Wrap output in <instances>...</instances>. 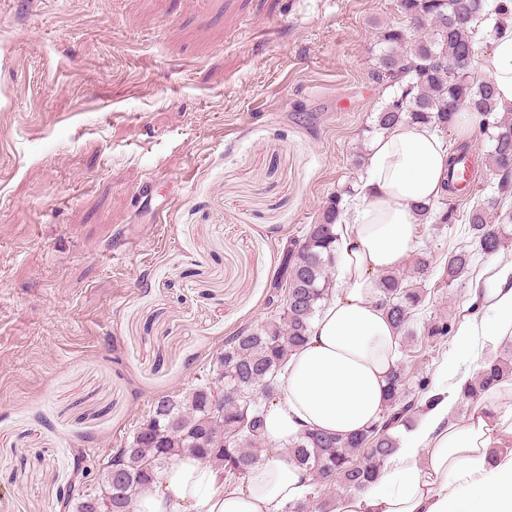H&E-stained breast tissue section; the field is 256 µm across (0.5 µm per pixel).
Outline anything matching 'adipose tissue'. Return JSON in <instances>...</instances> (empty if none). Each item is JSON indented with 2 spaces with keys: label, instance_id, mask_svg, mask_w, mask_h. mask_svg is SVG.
<instances>
[{
  "label": "adipose tissue",
  "instance_id": "1",
  "mask_svg": "<svg viewBox=\"0 0 512 512\" xmlns=\"http://www.w3.org/2000/svg\"><path fill=\"white\" fill-rule=\"evenodd\" d=\"M481 74L493 81L499 108H512V24L484 53ZM447 171L448 150L434 127L402 123L373 140L353 219L336 227V284L264 408L267 452L236 487L195 457H176L140 490L133 512H285L304 498L311 479L288 461L285 447L308 431L346 439L379 419L400 340L379 279L416 250L418 210L442 195ZM494 268L495 290L456 334L458 359L473 356L479 336L512 344V262ZM443 377L440 401L398 433L377 482L334 500L329 512H512V378L481 392L452 420L448 409L468 378L456 361L446 363Z\"/></svg>",
  "mask_w": 512,
  "mask_h": 512
}]
</instances>
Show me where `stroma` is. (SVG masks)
<instances>
[{"instance_id": "35a3bbf8", "label": "stroma", "mask_w": 512, "mask_h": 512, "mask_svg": "<svg viewBox=\"0 0 512 512\" xmlns=\"http://www.w3.org/2000/svg\"><path fill=\"white\" fill-rule=\"evenodd\" d=\"M397 0H0V512H65L153 400L205 382L264 324L289 242L365 175L392 88L368 72ZM420 227L419 319L472 322L494 271L465 216ZM471 254L452 286L449 253ZM454 336L416 334L410 396L441 387Z\"/></svg>"}]
</instances>
